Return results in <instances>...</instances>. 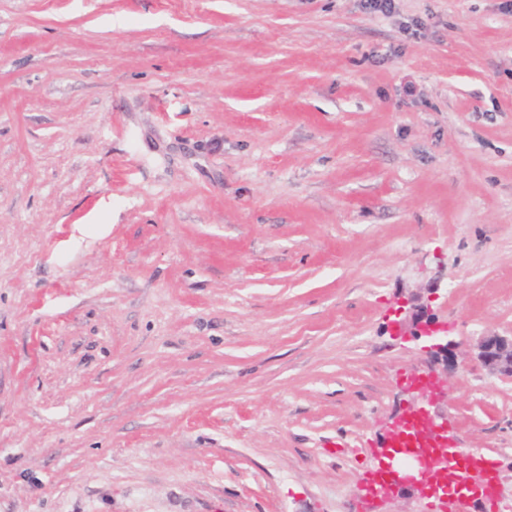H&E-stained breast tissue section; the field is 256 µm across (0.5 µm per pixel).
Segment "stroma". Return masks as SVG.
<instances>
[{"instance_id": "35a3bbf8", "label": "stroma", "mask_w": 512, "mask_h": 512, "mask_svg": "<svg viewBox=\"0 0 512 512\" xmlns=\"http://www.w3.org/2000/svg\"><path fill=\"white\" fill-rule=\"evenodd\" d=\"M411 298L512 512V0H0V512H426ZM476 357L491 373L512 378V336L489 334L481 337ZM417 467L413 470H407L402 467H393L392 464L387 465L380 469L371 479L369 484H366L367 494L379 499L390 498V489L392 486L405 487L416 486L430 492L436 493L439 489L450 488L456 484L453 479L444 477L442 473H431L422 467L415 458Z\"/></svg>"}]
</instances>
